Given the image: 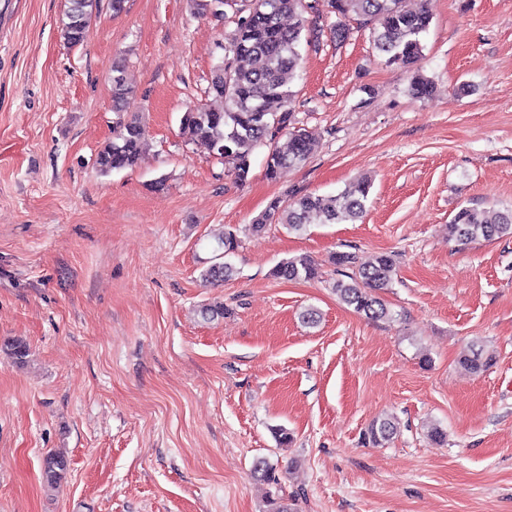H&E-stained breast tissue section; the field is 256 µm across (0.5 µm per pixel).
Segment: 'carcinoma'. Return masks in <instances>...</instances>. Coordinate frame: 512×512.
I'll list each match as a JSON object with an SVG mask.
<instances>
[{
  "mask_svg": "<svg viewBox=\"0 0 512 512\" xmlns=\"http://www.w3.org/2000/svg\"><path fill=\"white\" fill-rule=\"evenodd\" d=\"M61 37L70 45L84 42L96 16L97 0H67ZM331 8L343 17H356L370 31L374 50L386 62L405 66L422 56L421 38L432 22L425 7L409 9L405 0H329ZM201 16L210 12L236 25L226 56L213 73L208 95L221 104L212 108L200 104L181 117L193 143L209 155L228 164L235 178L243 182L251 168V157L261 145L269 147L265 166L267 176L274 178L286 168L306 161L315 151L316 140L305 131L291 133L285 147L275 145L277 134L288 129L291 107L296 92L294 80L302 66L300 46L307 31L318 39L323 26L307 18L315 10L308 0H192ZM294 23L284 24L285 16ZM131 88L126 83L123 66L112 68V141L98 153L96 164L107 175L114 170L133 169L142 159L145 129L141 122L126 114L124 105ZM372 187L367 177L359 178L337 195L296 193L286 201L273 200L263 216L252 224V231L265 230L273 220L289 233H301L312 224H354L367 211ZM512 235V207H462L448 224V237L461 246L478 241H491ZM238 247L234 230L225 231L218 239L216 262L201 277L212 285H220L236 274L230 257ZM337 278L332 289L338 300L371 321H391L394 313L381 297L390 286L396 261L390 254H380L372 261L359 264L351 252H336L330 257ZM272 275L286 281L314 280L318 264L306 255L279 262ZM7 353L17 363L26 362L29 348L15 339L5 344ZM462 363L475 373L487 370L493 357L484 346L472 342L463 351ZM397 432L396 420L384 418L371 424L363 439L372 445H383ZM258 479L265 484L278 483L275 469L261 460L254 466ZM69 471L65 455L49 452L43 459L42 482L50 492L60 485Z\"/></svg>",
  "mask_w": 512,
  "mask_h": 512,
  "instance_id": "cac0c4a2",
  "label": "carcinoma"
}]
</instances>
